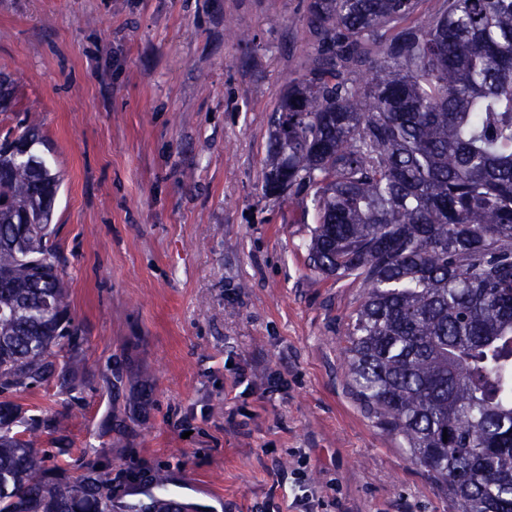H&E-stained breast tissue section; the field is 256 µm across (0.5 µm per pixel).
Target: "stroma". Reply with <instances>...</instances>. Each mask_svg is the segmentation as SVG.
Instances as JSON below:
<instances>
[{
	"label": "stroma",
	"mask_w": 512,
	"mask_h": 512,
	"mask_svg": "<svg viewBox=\"0 0 512 512\" xmlns=\"http://www.w3.org/2000/svg\"><path fill=\"white\" fill-rule=\"evenodd\" d=\"M309 0H0V73L64 181L52 216L82 331L76 390L17 395L68 474L223 512H457L354 393L360 282L314 270L301 198L262 184L274 110L317 37ZM150 502L160 503L162 505H165L166 503L169 502H173L178 505L177 512H190L192 510H204L209 512L218 511V507L216 505V503L218 502L214 499L192 500L187 497L175 498L171 492L160 487H156V492L152 493Z\"/></svg>",
	"instance_id": "35a3bbf8"
}]
</instances>
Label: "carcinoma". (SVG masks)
<instances>
[{"mask_svg":"<svg viewBox=\"0 0 512 512\" xmlns=\"http://www.w3.org/2000/svg\"><path fill=\"white\" fill-rule=\"evenodd\" d=\"M310 0L312 64L281 98L263 195L311 197L313 268L362 283L346 332L351 386L457 512H512V0ZM24 118L0 139V393L83 342L58 271L61 187ZM0 401V512H112Z\"/></svg>","mask_w":512,"mask_h":512,"instance_id":"cac0c4a2","label":"carcinoma"}]
</instances>
